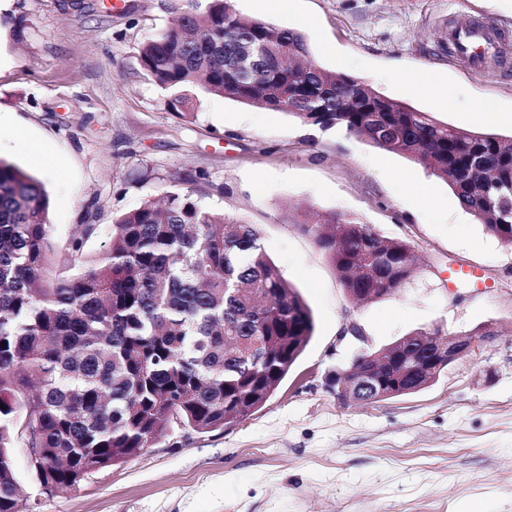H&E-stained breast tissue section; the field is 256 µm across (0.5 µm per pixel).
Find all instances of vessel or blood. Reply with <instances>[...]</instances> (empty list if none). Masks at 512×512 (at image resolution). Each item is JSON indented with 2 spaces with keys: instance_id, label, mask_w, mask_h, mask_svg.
Here are the masks:
<instances>
[{
  "instance_id": "obj_1",
  "label": "vessel or blood",
  "mask_w": 512,
  "mask_h": 512,
  "mask_svg": "<svg viewBox=\"0 0 512 512\" xmlns=\"http://www.w3.org/2000/svg\"><path fill=\"white\" fill-rule=\"evenodd\" d=\"M502 34L486 19L453 22L448 26V55L466 63L475 73L486 71L488 61L500 52Z\"/></svg>"
}]
</instances>
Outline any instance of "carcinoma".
Here are the masks:
<instances>
[{
    "label": "carcinoma",
    "mask_w": 512,
    "mask_h": 512,
    "mask_svg": "<svg viewBox=\"0 0 512 512\" xmlns=\"http://www.w3.org/2000/svg\"><path fill=\"white\" fill-rule=\"evenodd\" d=\"M177 24L142 43L143 71L172 101L193 90L339 128L403 155L446 182L487 233L512 247V138L463 130L317 64L293 29L241 16L230 0H178ZM243 39L277 46L280 64L238 74L224 53ZM292 220L331 262L351 300L383 299L416 269L410 245L357 218ZM43 185L0 159V512H26L13 449L37 448L48 492L123 463L174 426L224 430L278 391L314 334L306 300L264 251L254 226L205 206L191 187L113 220L102 250L81 224L64 268L50 263ZM448 365L428 359L391 397L431 386Z\"/></svg>",
    "instance_id": "carcinoma-1"
}]
</instances>
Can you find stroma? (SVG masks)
Returning <instances> with one entry per match:
<instances>
[{
    "instance_id": "35a3bbf8",
    "label": "stroma",
    "mask_w": 512,
    "mask_h": 512,
    "mask_svg": "<svg viewBox=\"0 0 512 512\" xmlns=\"http://www.w3.org/2000/svg\"><path fill=\"white\" fill-rule=\"evenodd\" d=\"M175 0H9L0 16V158L49 197L54 261L79 224L159 199L178 180L239 216L314 318L277 393L229 430L174 429L124 463L52 496L24 450L14 467L34 512H512V247L410 159L337 129L195 90L190 104L142 71L139 48L169 28ZM232 0L242 16L305 33L309 58L467 129L512 136V0ZM486 17L508 47L475 74L446 50L448 22ZM435 78L454 100L415 94ZM493 102L501 116L477 115ZM359 218L406 241L415 276L352 304L288 213ZM371 348L434 330L479 336L427 389L347 404L328 378Z\"/></svg>"
}]
</instances>
